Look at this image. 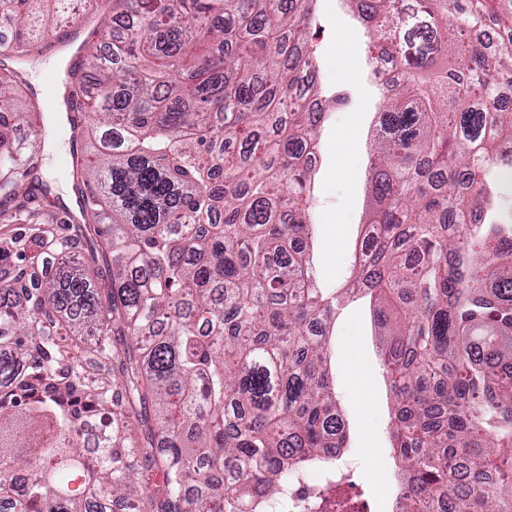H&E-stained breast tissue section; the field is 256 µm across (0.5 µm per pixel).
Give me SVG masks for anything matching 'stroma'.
<instances>
[{
	"mask_svg": "<svg viewBox=\"0 0 512 512\" xmlns=\"http://www.w3.org/2000/svg\"><path fill=\"white\" fill-rule=\"evenodd\" d=\"M315 12L327 32L317 39L318 83L341 90L347 104L327 112L319 131V161L310 210L316 225L315 263L319 285L343 288L355 253L361 245L369 208L368 178L370 133L381 94L368 65L365 37L341 0H318ZM57 58L45 42H37L22 68L18 103L22 111L49 117L45 92L34 82L50 76ZM18 140L38 139L43 146L35 160L56 191L71 190L63 172L70 162L63 127L54 132L32 130L26 123L15 128ZM336 357L333 385L347 423L344 455L355 467L358 492L371 512H392L397 494L396 461L391 452L390 414L393 398L379 357V328L368 300L345 303L331 329Z\"/></svg>",
	"mask_w": 512,
	"mask_h": 512,
	"instance_id": "stroma-1",
	"label": "stroma"
}]
</instances>
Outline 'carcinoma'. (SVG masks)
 Segmentation results:
<instances>
[{"label": "carcinoma", "instance_id": "1", "mask_svg": "<svg viewBox=\"0 0 512 512\" xmlns=\"http://www.w3.org/2000/svg\"><path fill=\"white\" fill-rule=\"evenodd\" d=\"M313 0H113L67 67L77 212L52 220L11 91L71 0H0V500L13 512H267L346 447L336 293L307 221L325 112ZM380 74L343 293L381 303L396 512H512V0H345ZM86 241L75 254L68 243ZM58 255L42 283L31 271ZM120 392L121 404L114 403Z\"/></svg>", "mask_w": 512, "mask_h": 512}]
</instances>
